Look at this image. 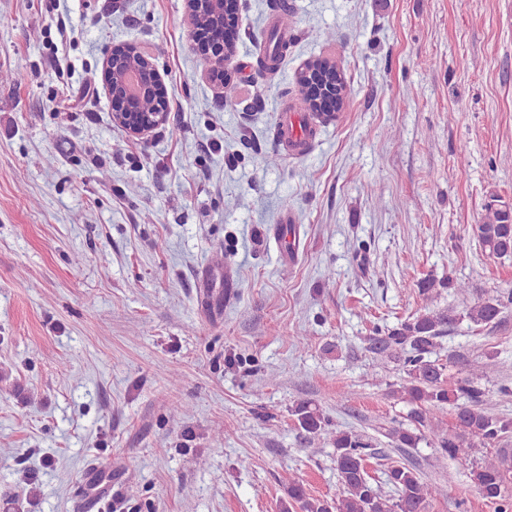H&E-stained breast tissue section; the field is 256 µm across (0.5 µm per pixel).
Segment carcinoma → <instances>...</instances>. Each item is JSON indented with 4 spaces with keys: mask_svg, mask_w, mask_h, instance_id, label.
<instances>
[{
    "mask_svg": "<svg viewBox=\"0 0 512 512\" xmlns=\"http://www.w3.org/2000/svg\"><path fill=\"white\" fill-rule=\"evenodd\" d=\"M324 80L336 86V94L345 100L350 87L342 72H327ZM484 217L473 228L481 248L495 258L512 256V206L494 193L484 205ZM454 288L460 295L468 286L451 278L437 281L424 279L419 283L422 293L434 288ZM512 304V292L488 298L465 308L454 307L430 311L404 320L386 329L383 336L373 338L374 350L385 354L389 350L409 349L404 367L407 380L400 386L401 398L411 405L409 424L391 431L396 446L415 448L422 441L436 448L440 457L468 460L478 448L494 446L512 434V419L491 412L494 397L512 396V388L501 386L492 393L466 378L448 385L443 379V366L430 360L436 339L445 328L463 319L476 325L495 321L503 309ZM453 409L455 428L438 431L432 427L431 411ZM294 415L302 429L310 434H320L330 425L329 418L309 402H301ZM334 463L342 486L336 501L312 497L304 484H288L285 497L279 500L278 512H425L430 499L440 494V488L408 465L393 466L386 472V481L394 488L396 496L385 499L371 484L367 460L371 458L370 445L359 435L338 430L331 433ZM471 479L482 498L497 505V512H512V495L507 491V469L504 457L496 453L485 458L471 471Z\"/></svg>",
    "mask_w": 512,
    "mask_h": 512,
    "instance_id": "carcinoma-1",
    "label": "carcinoma"
}]
</instances>
